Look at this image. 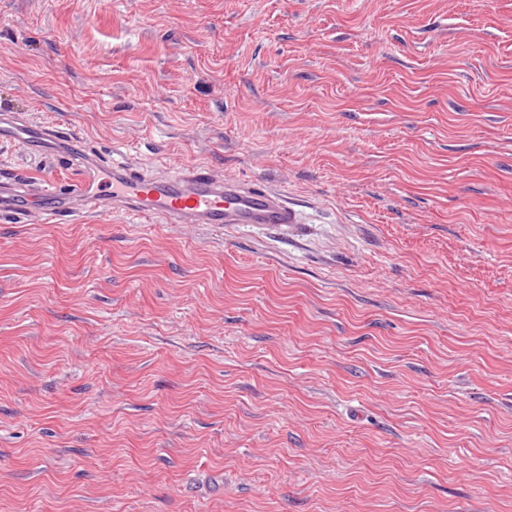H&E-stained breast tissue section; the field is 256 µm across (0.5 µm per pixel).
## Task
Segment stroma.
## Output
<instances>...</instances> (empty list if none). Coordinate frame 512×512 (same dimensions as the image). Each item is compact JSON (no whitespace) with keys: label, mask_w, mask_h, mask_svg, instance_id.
Segmentation results:
<instances>
[{"label":"stroma","mask_w":512,"mask_h":512,"mask_svg":"<svg viewBox=\"0 0 512 512\" xmlns=\"http://www.w3.org/2000/svg\"><path fill=\"white\" fill-rule=\"evenodd\" d=\"M0 107L301 215L0 214V512H512V0H0Z\"/></svg>","instance_id":"stroma-1"}]
</instances>
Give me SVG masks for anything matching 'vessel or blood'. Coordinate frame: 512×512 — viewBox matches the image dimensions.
Wrapping results in <instances>:
<instances>
[{"label":"vessel or blood","instance_id":"1","mask_svg":"<svg viewBox=\"0 0 512 512\" xmlns=\"http://www.w3.org/2000/svg\"><path fill=\"white\" fill-rule=\"evenodd\" d=\"M0 140L20 145L44 163H70L80 175L67 184L48 177L24 179L0 165V213L29 224H68L89 211H115L140 221L166 224H267L300 221L286 195L261 182L225 179L204 164L175 166L157 175L131 163L103 162L83 138L57 125H38L0 112Z\"/></svg>","mask_w":512,"mask_h":512}]
</instances>
